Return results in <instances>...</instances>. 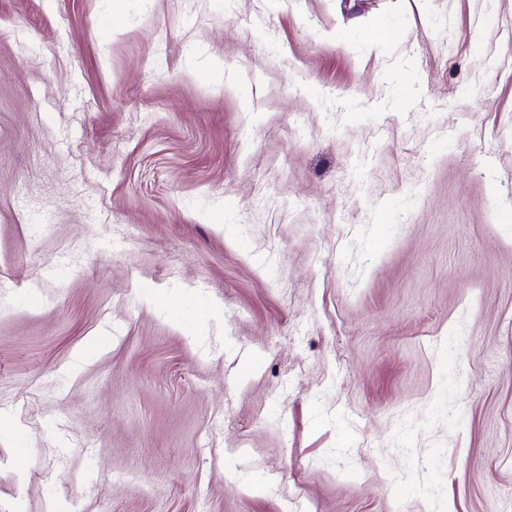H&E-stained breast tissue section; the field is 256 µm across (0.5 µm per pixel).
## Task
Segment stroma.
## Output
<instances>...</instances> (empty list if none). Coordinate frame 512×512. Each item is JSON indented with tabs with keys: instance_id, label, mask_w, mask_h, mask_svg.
I'll return each instance as SVG.
<instances>
[{
	"instance_id": "1",
	"label": "stroma",
	"mask_w": 512,
	"mask_h": 512,
	"mask_svg": "<svg viewBox=\"0 0 512 512\" xmlns=\"http://www.w3.org/2000/svg\"><path fill=\"white\" fill-rule=\"evenodd\" d=\"M1 23L0 512H512V0Z\"/></svg>"
}]
</instances>
